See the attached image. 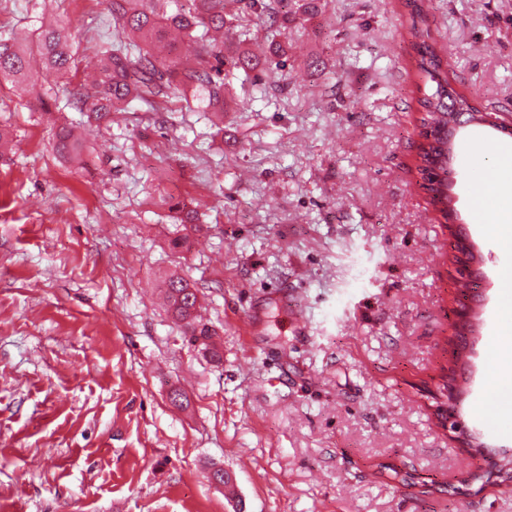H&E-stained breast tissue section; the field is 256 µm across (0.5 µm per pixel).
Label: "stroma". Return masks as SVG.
<instances>
[{"label": "stroma", "mask_w": 512, "mask_h": 512, "mask_svg": "<svg viewBox=\"0 0 512 512\" xmlns=\"http://www.w3.org/2000/svg\"><path fill=\"white\" fill-rule=\"evenodd\" d=\"M427 9L450 86L512 123V0ZM51 14L76 46L112 30L97 0H0V28ZM408 26L404 0H326L276 85L225 67L220 120L186 110L188 90L95 120L0 89V512H512V485L472 479L512 456L489 387L512 253L480 221L503 205L485 162L512 137L457 136L455 208L483 257L454 415L489 446L473 456L435 414L465 298L416 181ZM57 122L81 129L76 156L56 152ZM188 210L200 228L172 248ZM173 273L222 363L167 311Z\"/></svg>", "instance_id": "stroma-1"}]
</instances>
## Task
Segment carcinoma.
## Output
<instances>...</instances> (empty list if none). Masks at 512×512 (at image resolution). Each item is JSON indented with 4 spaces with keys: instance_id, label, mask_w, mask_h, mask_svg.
<instances>
[{
    "instance_id": "obj_1",
    "label": "carcinoma",
    "mask_w": 512,
    "mask_h": 512,
    "mask_svg": "<svg viewBox=\"0 0 512 512\" xmlns=\"http://www.w3.org/2000/svg\"><path fill=\"white\" fill-rule=\"evenodd\" d=\"M172 0H100L112 18V34L99 37L93 47L98 78L92 83L70 87L60 84L74 107L97 119L108 116L121 102L138 100L153 106L155 99L168 98L181 90H191L203 110L224 105L223 68L230 64L248 70L251 59L224 56V32L246 36L263 25V17L275 14V23L265 35L272 55L281 57V40L303 32L305 16L312 12V0H288V10L278 12L266 0H232L235 9L226 10L224 0H180L168 11ZM410 22L411 43L416 67L424 78V92L417 100L423 123L435 134L434 145L418 152L420 162L432 157L440 170L439 183H447V166L442 164L443 146L448 144V113L472 112L468 98L448 90V68L433 45L424 0H405ZM65 24L50 25L33 32L26 43L16 31L0 36V85L24 94H36L52 76L63 78L75 64V52L63 36ZM139 40L145 48L132 51ZM199 44L195 57L183 61L180 42ZM56 147L63 155H76L80 143L71 126H56ZM167 301L177 320L183 323L188 342L200 343L202 350L219 363L222 355L216 331L195 316L198 295L184 278L172 275L165 281Z\"/></svg>"
}]
</instances>
